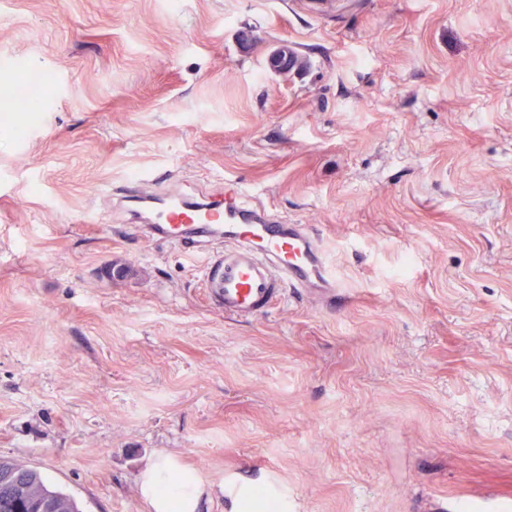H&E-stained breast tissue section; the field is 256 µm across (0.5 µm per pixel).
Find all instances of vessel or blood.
I'll use <instances>...</instances> for the list:
<instances>
[{"label":"vessel or blood","instance_id":"b4317fda","mask_svg":"<svg viewBox=\"0 0 512 512\" xmlns=\"http://www.w3.org/2000/svg\"><path fill=\"white\" fill-rule=\"evenodd\" d=\"M113 207L149 239L207 251L205 286L228 318L262 315L289 289L326 303L336 296L335 276L310 227L245 202L238 187L225 186L216 198L186 194L164 177L135 179L114 195Z\"/></svg>","mask_w":512,"mask_h":512}]
</instances>
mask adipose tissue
I'll list each match as a JSON object with an SVG mask.
<instances>
[{
    "mask_svg": "<svg viewBox=\"0 0 512 512\" xmlns=\"http://www.w3.org/2000/svg\"><path fill=\"white\" fill-rule=\"evenodd\" d=\"M175 470L168 462H160L145 474L141 491L152 505L154 512H196L198 493L190 477L175 479ZM170 486L169 495H161L162 486Z\"/></svg>",
    "mask_w": 512,
    "mask_h": 512,
    "instance_id": "ef3b65f1",
    "label": "adipose tissue"
}]
</instances>
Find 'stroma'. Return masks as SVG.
I'll return each mask as SVG.
<instances>
[{
  "label": "stroma",
  "instance_id": "35a3bbf8",
  "mask_svg": "<svg viewBox=\"0 0 512 512\" xmlns=\"http://www.w3.org/2000/svg\"><path fill=\"white\" fill-rule=\"evenodd\" d=\"M295 57L285 74L265 60ZM0 457L83 512L512 510V0H0ZM173 176L322 234L346 300L225 317L112 221ZM168 462L162 461L151 467L145 474L141 491L145 499L152 505L155 512H196L198 507V493L193 480L188 476H183L179 481H173V475L176 473ZM168 496L160 494L159 489L164 493L170 491ZM175 504L178 510H172Z\"/></svg>",
  "mask_w": 512,
  "mask_h": 512
}]
</instances>
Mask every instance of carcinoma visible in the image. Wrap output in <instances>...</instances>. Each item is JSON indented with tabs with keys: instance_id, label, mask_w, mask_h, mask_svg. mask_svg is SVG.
<instances>
[{
	"instance_id": "1",
	"label": "carcinoma",
	"mask_w": 512,
	"mask_h": 512,
	"mask_svg": "<svg viewBox=\"0 0 512 512\" xmlns=\"http://www.w3.org/2000/svg\"><path fill=\"white\" fill-rule=\"evenodd\" d=\"M47 502L53 512H83L75 497L50 485L38 470L0 458V512H41Z\"/></svg>"
}]
</instances>
